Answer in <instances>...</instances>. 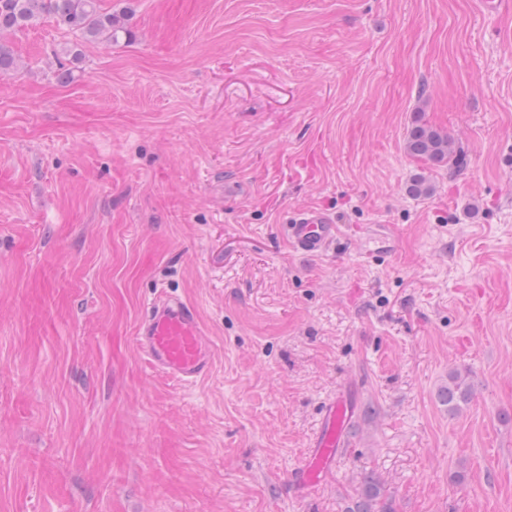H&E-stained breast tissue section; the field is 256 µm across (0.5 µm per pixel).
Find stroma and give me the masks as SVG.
I'll use <instances>...</instances> for the list:
<instances>
[{"instance_id": "obj_1", "label": "stroma", "mask_w": 512, "mask_h": 512, "mask_svg": "<svg viewBox=\"0 0 512 512\" xmlns=\"http://www.w3.org/2000/svg\"><path fill=\"white\" fill-rule=\"evenodd\" d=\"M104 5L129 36L47 18L0 77V512H347L368 475L394 512H512V10ZM419 118L450 163L407 153ZM305 207L341 228L323 255L282 232ZM161 293L199 310L197 384L134 346ZM342 390L347 444L297 497ZM356 410L357 403L348 391L338 393L324 405L310 451L288 477L292 488L309 495L321 484L336 465L340 448L346 446L349 424Z\"/></svg>"}]
</instances>
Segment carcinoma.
<instances>
[{
	"label": "carcinoma",
	"mask_w": 512,
	"mask_h": 512,
	"mask_svg": "<svg viewBox=\"0 0 512 512\" xmlns=\"http://www.w3.org/2000/svg\"><path fill=\"white\" fill-rule=\"evenodd\" d=\"M45 17H52L66 28L80 32L90 42H114L119 34L128 33L125 18L102 6L101 0H0V76L18 70L14 51L4 41L6 34L37 26ZM410 156L424 162L443 163L452 158L453 142L432 126L419 122L407 140ZM439 398L453 410L469 400V392L453 383L440 391ZM380 490L369 479L360 500L350 512H392L389 508L375 510Z\"/></svg>",
	"instance_id": "cac0c4a2"
}]
</instances>
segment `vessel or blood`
Segmentation results:
<instances>
[{
  "mask_svg": "<svg viewBox=\"0 0 512 512\" xmlns=\"http://www.w3.org/2000/svg\"><path fill=\"white\" fill-rule=\"evenodd\" d=\"M283 232L296 251L323 253L336 239L338 226L317 209L297 211L287 219ZM134 343L148 367L185 385L204 379L211 371V343L196 308L169 296L156 298L140 324ZM357 403L343 391L329 400L308 454L292 470L288 483L302 494L312 493L336 464L345 447L349 424Z\"/></svg>",
  "mask_w": 512,
  "mask_h": 512,
  "instance_id": "b4317fda",
  "label": "vessel or blood"
}]
</instances>
